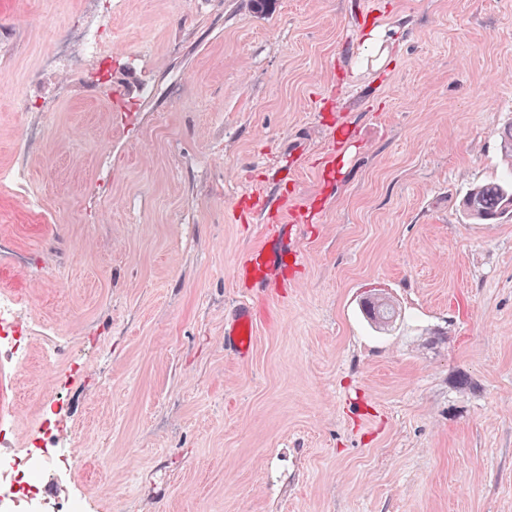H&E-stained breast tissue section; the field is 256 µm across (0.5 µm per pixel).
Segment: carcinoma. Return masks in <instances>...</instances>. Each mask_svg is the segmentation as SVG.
<instances>
[{
    "instance_id": "carcinoma-1",
    "label": "carcinoma",
    "mask_w": 512,
    "mask_h": 512,
    "mask_svg": "<svg viewBox=\"0 0 512 512\" xmlns=\"http://www.w3.org/2000/svg\"><path fill=\"white\" fill-rule=\"evenodd\" d=\"M500 150L509 176L502 181L474 186L462 201L463 212L475 221L496 222L512 214V124L498 132ZM400 317L397 304L385 297L379 298L374 307L373 324L377 331H388V320Z\"/></svg>"
}]
</instances>
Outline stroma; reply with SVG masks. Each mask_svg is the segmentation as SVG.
Wrapping results in <instances>:
<instances>
[{"label": "stroma", "instance_id": "obj_1", "mask_svg": "<svg viewBox=\"0 0 512 512\" xmlns=\"http://www.w3.org/2000/svg\"><path fill=\"white\" fill-rule=\"evenodd\" d=\"M81 5L0 0V171L38 192L0 187V289L34 326L0 388L28 387L21 427L52 400L62 447L81 432L61 500L512 512V218L461 207L504 172L512 0H112L108 65L42 70ZM400 309L395 303V301L392 299V302L387 299L386 297L379 298L374 307V318L372 324H374L375 329L378 332H386L392 330L395 325L386 326L388 323V320H391L395 317L393 320L394 324H396L397 319L400 317ZM254 320L250 308L242 304L230 323L224 327V342L242 356H246L253 343Z\"/></svg>", "mask_w": 512, "mask_h": 512}]
</instances>
